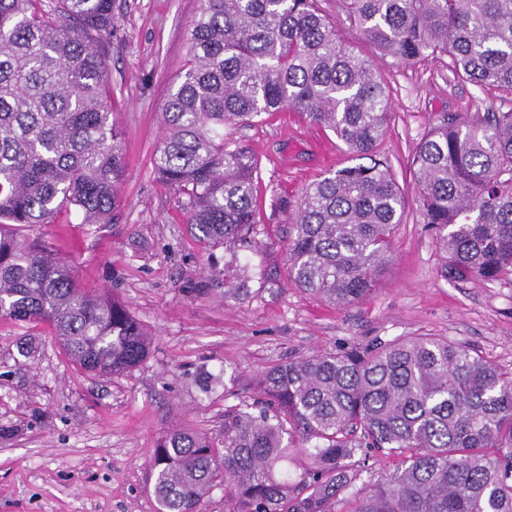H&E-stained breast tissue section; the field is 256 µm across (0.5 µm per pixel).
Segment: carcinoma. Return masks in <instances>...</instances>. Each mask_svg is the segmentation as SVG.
Listing matches in <instances>:
<instances>
[{
  "mask_svg": "<svg viewBox=\"0 0 512 512\" xmlns=\"http://www.w3.org/2000/svg\"><path fill=\"white\" fill-rule=\"evenodd\" d=\"M163 105L157 177L190 228L255 242L258 161L224 131L291 110L331 130L355 163L313 181L288 231L296 287L337 306L371 294L392 261L405 192L382 150L389 93L318 0H199ZM113 0H0V320L48 326L78 368L138 366L151 337L123 303L80 287L27 228L63 208L110 224L125 173L110 120ZM381 57L448 56L461 81L512 96V0H343ZM446 272L512 273V108L449 116L411 160ZM224 437L174 430L151 464L161 512H512V368L435 336L313 352L260 373ZM391 458L362 479L356 455ZM308 461L294 476L288 462Z\"/></svg>",
  "mask_w": 512,
  "mask_h": 512,
  "instance_id": "cac0c4a2",
  "label": "carcinoma"
}]
</instances>
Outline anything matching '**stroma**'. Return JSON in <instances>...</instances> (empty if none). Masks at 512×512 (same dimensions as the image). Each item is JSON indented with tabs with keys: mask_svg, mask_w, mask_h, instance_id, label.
<instances>
[{
	"mask_svg": "<svg viewBox=\"0 0 512 512\" xmlns=\"http://www.w3.org/2000/svg\"><path fill=\"white\" fill-rule=\"evenodd\" d=\"M322 6L391 91L382 148L405 189V210L382 281L343 309L289 281L297 201L348 159L332 131L294 112L232 132L259 159L255 244L229 251L191 232L180 197L159 181L153 161L199 0H115L108 86L125 152L121 204L109 224H82L65 212L28 234L52 243L82 287L118 297L153 342L139 366L99 377L77 368L48 328L23 338L0 321V426L11 432L0 440V512H158L150 465L160 437L185 428L221 438L225 412L253 401L251 380L293 356L439 336L512 367V276L446 275L410 169L434 123L499 107L500 92L457 80L444 59L404 65L379 57L341 0ZM239 286L246 295L225 297V288ZM22 342L25 358L17 352Z\"/></svg>",
	"mask_w": 512,
	"mask_h": 512,
	"instance_id": "obj_1",
	"label": "stroma"
}]
</instances>
